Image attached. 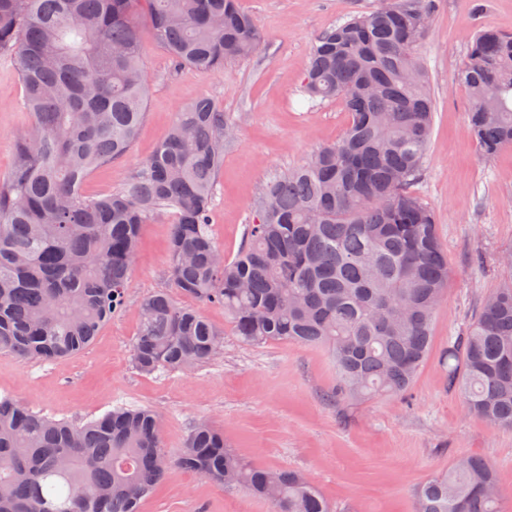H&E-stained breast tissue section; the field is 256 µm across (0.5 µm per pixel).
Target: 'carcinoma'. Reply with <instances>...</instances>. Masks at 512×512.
<instances>
[{
  "label": "carcinoma",
  "instance_id": "1",
  "mask_svg": "<svg viewBox=\"0 0 512 512\" xmlns=\"http://www.w3.org/2000/svg\"><path fill=\"white\" fill-rule=\"evenodd\" d=\"M143 1L175 67L219 71L264 42L239 0H0V56L14 60L33 116L0 176V352L51 363L87 348L126 306L142 225L171 209L172 287L224 308L239 341L326 349L335 401L406 393L448 288L434 211L411 191L436 111L414 53L433 0H386L314 38L304 92L341 101L349 125L266 184L233 257L209 221L234 123L207 96L176 113L122 188L84 194L94 170L129 152L146 116ZM457 82L482 156L512 147V35L479 31ZM500 265L499 286L442 357L466 411L512 429V251ZM138 317L133 358L145 374L188 371L224 349V330L166 289ZM173 465L241 486L275 512H331L304 474L247 465L207 421L169 457L153 409L119 405L77 423L0 397V512H139ZM414 512H501L493 469L476 456L456 461L422 484Z\"/></svg>",
  "mask_w": 512,
  "mask_h": 512
}]
</instances>
